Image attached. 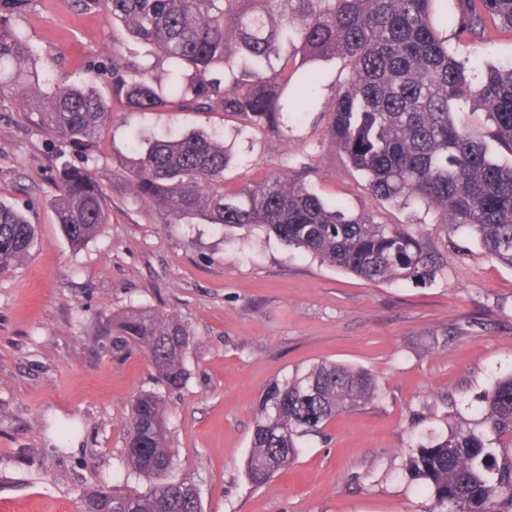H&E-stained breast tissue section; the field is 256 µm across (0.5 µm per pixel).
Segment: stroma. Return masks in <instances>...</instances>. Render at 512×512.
<instances>
[{"label": "stroma", "instance_id": "1", "mask_svg": "<svg viewBox=\"0 0 512 512\" xmlns=\"http://www.w3.org/2000/svg\"><path fill=\"white\" fill-rule=\"evenodd\" d=\"M16 23L34 51L73 80L96 74L112 96L113 43L124 40L79 0H31ZM331 59L306 63L317 104L288 115V137L242 128L220 112L118 110L91 164L109 224L72 250L56 221L58 143L0 101V200L38 230L29 257L0 274V512H79L86 487L145 489L124 455L131 399L158 390L141 350L112 319L150 308L190 331L187 381L168 393L175 479L203 512H427L403 470L421 429L470 416L512 374V269L465 235L448 244L447 277L420 287L371 284L288 250L275 237L194 219L169 224L132 194L133 139L203 130L231 150L224 184L238 188L303 168L322 198L381 224L428 225L438 215L377 200L325 138L321 107L342 79ZM321 361L371 370L382 399L302 438L288 472L253 486L244 464L252 411L267 387Z\"/></svg>", "mask_w": 512, "mask_h": 512}]
</instances>
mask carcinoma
<instances>
[{"label": "carcinoma", "instance_id": "cac0c4a2", "mask_svg": "<svg viewBox=\"0 0 512 512\" xmlns=\"http://www.w3.org/2000/svg\"><path fill=\"white\" fill-rule=\"evenodd\" d=\"M28 0H0V99L89 158L112 121L95 76L70 83L46 69L14 18ZM145 47L112 46V102L129 111L222 112L278 137L285 114L313 104L295 88L301 61L341 57L347 75L324 107L325 136L366 180L376 199L419 203L439 214L444 235L463 230L485 254L512 268V66L477 68L493 32H512V0H456L435 18L438 0H81ZM468 39L472 57L448 50L441 27ZM173 77L152 81L156 61ZM485 115L475 124L471 115ZM128 169L132 193L175 223L202 218L289 247L371 283L427 285L448 274V250L424 224H380L315 193L292 167L242 188L224 187V141L205 132L155 139ZM52 200L71 249L109 221L106 194L88 165L62 163ZM36 225L0 201V273L26 259ZM140 348L169 391L186 382L190 331L140 308L114 321ZM382 398L369 371L321 362L273 382L254 410L249 482L262 487L296 461L301 438L336 416ZM170 411L163 396H136L128 422L129 472L143 491L90 487L80 512H201L195 489L173 478ZM419 436L404 470L431 501L429 512H512V374L484 392L468 418Z\"/></svg>", "mask_w": 512, "mask_h": 512}]
</instances>
